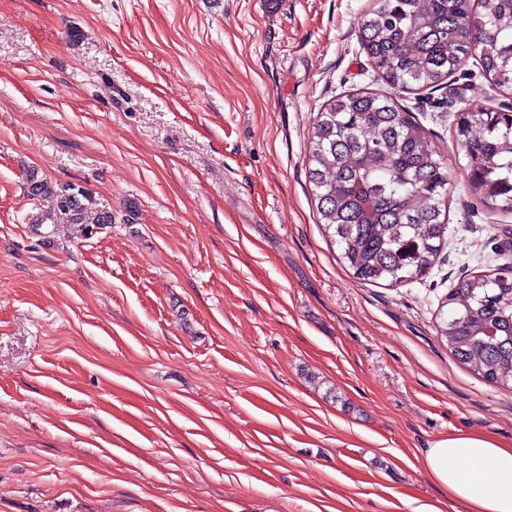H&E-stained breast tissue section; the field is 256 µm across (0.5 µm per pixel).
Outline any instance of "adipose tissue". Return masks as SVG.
<instances>
[{
    "instance_id": "ef3b65f1",
    "label": "adipose tissue",
    "mask_w": 512,
    "mask_h": 512,
    "mask_svg": "<svg viewBox=\"0 0 512 512\" xmlns=\"http://www.w3.org/2000/svg\"><path fill=\"white\" fill-rule=\"evenodd\" d=\"M424 469L463 512H512V443L451 435L426 449Z\"/></svg>"
}]
</instances>
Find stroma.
<instances>
[{
  "instance_id": "1",
  "label": "stroma",
  "mask_w": 512,
  "mask_h": 512,
  "mask_svg": "<svg viewBox=\"0 0 512 512\" xmlns=\"http://www.w3.org/2000/svg\"><path fill=\"white\" fill-rule=\"evenodd\" d=\"M371 0H0V512H458L424 453L512 442V388L438 334L459 278L512 265L454 137L512 108L470 57L397 95L448 166L423 277L362 284L306 155L331 97L380 91ZM112 225L35 226L26 170Z\"/></svg>"
}]
</instances>
